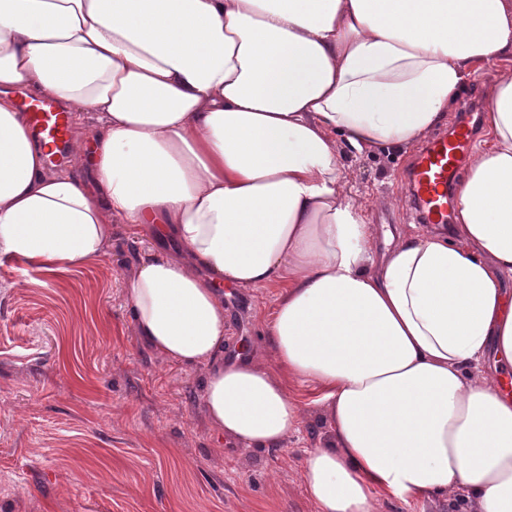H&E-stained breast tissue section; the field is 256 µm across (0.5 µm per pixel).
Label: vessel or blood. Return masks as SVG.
I'll use <instances>...</instances> for the list:
<instances>
[{
  "label": "vessel or blood",
  "instance_id": "vessel-or-blood-1",
  "mask_svg": "<svg viewBox=\"0 0 512 512\" xmlns=\"http://www.w3.org/2000/svg\"><path fill=\"white\" fill-rule=\"evenodd\" d=\"M19 108L49 161L58 162L69 142L70 113L60 111L52 100L43 97H24ZM476 133V119L467 117L451 136L434 138L415 158L407 183L412 206L423 222L447 223L450 187Z\"/></svg>",
  "mask_w": 512,
  "mask_h": 512
}]
</instances>
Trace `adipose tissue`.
Returning a JSON list of instances; mask_svg holds the SVG:
<instances>
[{"label": "adipose tissue", "instance_id": "adipose-tissue-1", "mask_svg": "<svg viewBox=\"0 0 512 512\" xmlns=\"http://www.w3.org/2000/svg\"><path fill=\"white\" fill-rule=\"evenodd\" d=\"M511 60L512 0H0V257L79 268L116 220L173 238L184 258H141L127 300L158 354L208 367L219 434L282 445L310 383L318 512H512ZM496 62L451 228L379 249L347 154L424 141ZM17 88L95 115L72 143L95 192L47 166ZM268 284L272 365L225 363L224 287ZM452 502H410L406 504L399 500L390 501L383 511L385 512H454L450 504Z\"/></svg>", "mask_w": 512, "mask_h": 512}]
</instances>
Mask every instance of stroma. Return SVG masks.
Listing matches in <instances>:
<instances>
[{
	"label": "stroma",
	"instance_id": "35a3bbf8",
	"mask_svg": "<svg viewBox=\"0 0 512 512\" xmlns=\"http://www.w3.org/2000/svg\"><path fill=\"white\" fill-rule=\"evenodd\" d=\"M412 155L346 161L379 241L415 221L404 185ZM179 249L116 221L104 256L74 270L0 259V512H317L303 458L333 435L311 385H288L303 405L297 434L243 448L206 416L207 368L175 364L136 335L132 272L146 252ZM279 292L225 288V361L245 345L271 362L266 325Z\"/></svg>",
	"mask_w": 512,
	"mask_h": 512
}]
</instances>
